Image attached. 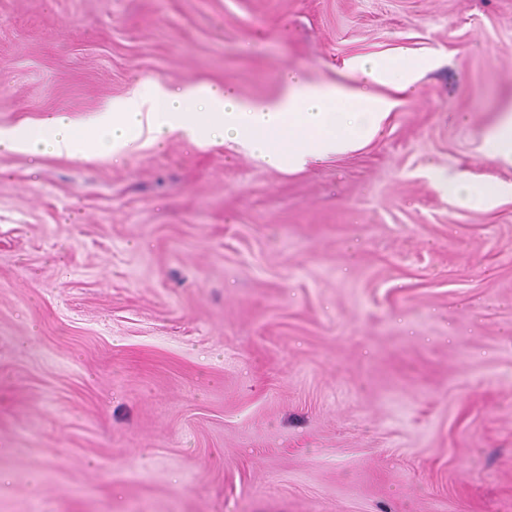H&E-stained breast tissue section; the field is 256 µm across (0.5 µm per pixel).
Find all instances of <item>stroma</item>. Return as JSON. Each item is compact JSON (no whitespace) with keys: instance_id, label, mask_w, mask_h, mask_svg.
<instances>
[{"instance_id":"1","label":"stroma","mask_w":512,"mask_h":512,"mask_svg":"<svg viewBox=\"0 0 512 512\" xmlns=\"http://www.w3.org/2000/svg\"><path fill=\"white\" fill-rule=\"evenodd\" d=\"M424 60L303 170L177 133L0 153V512H512V0H0V131L142 82ZM486 156L512 165V113L506 114L487 134ZM438 181L448 194H459L465 201L472 203H490L500 193L498 186H488L479 182H471L464 186L463 189H460L457 181L449 176L439 177Z\"/></svg>"}]
</instances>
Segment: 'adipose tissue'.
<instances>
[{"instance_id":"1","label":"adipose tissue","mask_w":512,"mask_h":512,"mask_svg":"<svg viewBox=\"0 0 512 512\" xmlns=\"http://www.w3.org/2000/svg\"><path fill=\"white\" fill-rule=\"evenodd\" d=\"M420 64L393 55L374 62L352 61L357 85H311L288 75V91L269 102L243 103L232 92L207 84L172 90L153 81L132 95L111 100L94 124L57 118L38 127L19 125L0 132V152L31 156L97 154L99 133H107V149L118 154L140 140L161 139L178 132L205 142L243 141L274 167L302 168L316 159L352 151L371 140L392 107L372 94L369 84L407 89Z\"/></svg>"}]
</instances>
